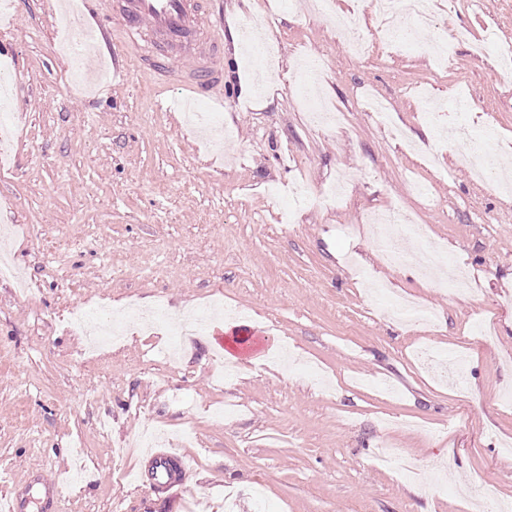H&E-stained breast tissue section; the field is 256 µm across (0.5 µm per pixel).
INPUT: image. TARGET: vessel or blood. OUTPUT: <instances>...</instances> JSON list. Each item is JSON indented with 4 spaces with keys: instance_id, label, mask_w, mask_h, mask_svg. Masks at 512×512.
I'll return each instance as SVG.
<instances>
[{
    "instance_id": "1",
    "label": "vessel or blood",
    "mask_w": 512,
    "mask_h": 512,
    "mask_svg": "<svg viewBox=\"0 0 512 512\" xmlns=\"http://www.w3.org/2000/svg\"><path fill=\"white\" fill-rule=\"evenodd\" d=\"M117 6L127 46L134 48L141 65L154 69L161 88L175 87L194 97L214 95V85L223 75L224 34L210 24V0H117ZM103 7V0H84L76 51H83L88 41L108 42V34L98 24ZM159 37L191 59V70L159 63L154 44ZM185 469L181 456L165 448L149 449L147 477L155 485L179 482Z\"/></svg>"
}]
</instances>
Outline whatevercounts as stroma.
<instances>
[{
    "mask_svg": "<svg viewBox=\"0 0 512 512\" xmlns=\"http://www.w3.org/2000/svg\"><path fill=\"white\" fill-rule=\"evenodd\" d=\"M224 27L255 20L278 41V77L245 94L260 56L224 38L231 135L216 149L129 63L72 62L41 0H6L0 51L12 131L0 155V257L35 281L32 300L0 281V495L37 469L61 485L57 512H471L474 493L512 499V0H456L447 30L502 35L446 71L420 50L338 48L333 27L283 0H223ZM383 99L407 136L362 107ZM485 130L491 171L444 129ZM347 180L337 199L324 190ZM398 206L414 232L399 247L446 248L467 292L383 260L368 214ZM253 360L224 379L211 331L167 354L163 322L81 363L62 317L101 303L187 318L213 295ZM402 294L427 325L381 305ZM160 424L184 432L183 482H136L127 440Z\"/></svg>",
    "mask_w": 512,
    "mask_h": 512,
    "instance_id": "stroma-1",
    "label": "stroma"
}]
</instances>
